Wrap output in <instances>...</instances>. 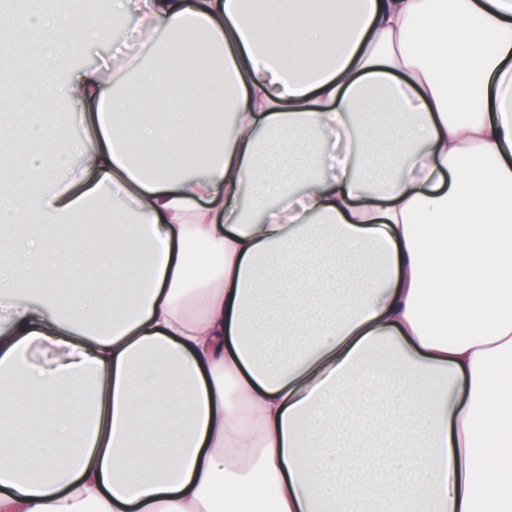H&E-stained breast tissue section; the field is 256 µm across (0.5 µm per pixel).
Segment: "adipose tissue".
Wrapping results in <instances>:
<instances>
[{
    "label": "adipose tissue",
    "mask_w": 512,
    "mask_h": 512,
    "mask_svg": "<svg viewBox=\"0 0 512 512\" xmlns=\"http://www.w3.org/2000/svg\"><path fill=\"white\" fill-rule=\"evenodd\" d=\"M70 2L0 31V512H512V0Z\"/></svg>",
    "instance_id": "obj_1"
}]
</instances>
